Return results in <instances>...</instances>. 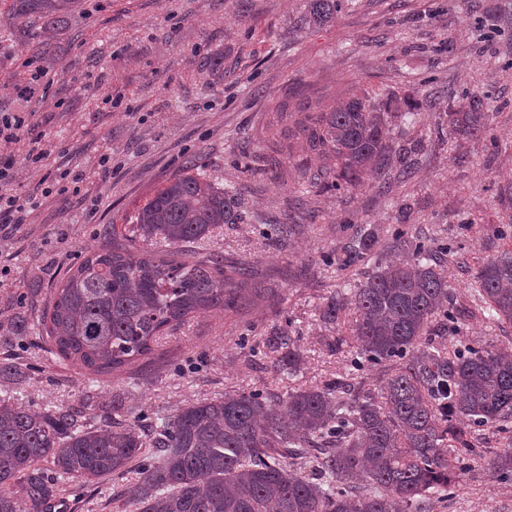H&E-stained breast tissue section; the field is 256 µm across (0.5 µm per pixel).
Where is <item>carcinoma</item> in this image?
Segmentation results:
<instances>
[{"label": "carcinoma", "mask_w": 512, "mask_h": 512, "mask_svg": "<svg viewBox=\"0 0 512 512\" xmlns=\"http://www.w3.org/2000/svg\"><path fill=\"white\" fill-rule=\"evenodd\" d=\"M79 0H15L5 18L30 16L52 26ZM464 112L448 111L437 133L486 132L487 98L468 96ZM400 102L354 94L330 112L308 114L300 128L312 155L298 164L311 188L341 191L369 171L389 169ZM238 192L217 186L192 167L175 175L135 213L133 236L69 268L44 315L47 337L61 358L94 374L152 353L157 337L193 314L231 309L243 299L247 274L185 248L240 218ZM395 241L410 261L376 264L355 283L350 300L359 319L355 371L388 368L381 393L349 376L273 397L254 390L226 393L157 414L145 430L117 419L88 421L60 408L51 415L0 403V512H44L64 483L94 482L133 472L127 489L136 512H433L452 494L476 453L474 435L489 423L506 442L490 461L512 481V353L469 345L453 353L435 345L458 320L441 260L448 245L426 237ZM377 230L358 227L336 249L342 271L362 265ZM480 310L512 324V250L474 276ZM345 297L330 298L322 319L335 323ZM266 347L291 375L301 355L288 325ZM50 460L54 474L40 467ZM305 475L300 476L295 470ZM21 480L23 496L12 490Z\"/></svg>", "instance_id": "cac0c4a2"}]
</instances>
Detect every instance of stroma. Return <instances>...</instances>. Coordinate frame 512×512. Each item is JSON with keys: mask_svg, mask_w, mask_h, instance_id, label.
Segmentation results:
<instances>
[{"mask_svg": "<svg viewBox=\"0 0 512 512\" xmlns=\"http://www.w3.org/2000/svg\"><path fill=\"white\" fill-rule=\"evenodd\" d=\"M53 29L30 18L4 23L0 0V113H28L46 152L43 167L83 175L79 194L42 193L39 174L22 173L20 191L36 197L26 224L0 229V357L19 359L26 379L0 382V399L53 413L81 409L104 420L121 401L126 422L171 414L189 402L268 389L287 395L347 374L358 342L349 309L328 325L320 308L347 293L360 271L325 258L345 228H378L372 259L403 261L390 230L447 242L442 274L459 305L490 258L512 250V0H339L332 19H315L310 0H82ZM392 92L416 124L394 123L396 145L423 143L411 174L364 176L344 192L304 190L296 165L308 146L298 132L306 113L326 112L357 91ZM489 102L480 139L439 138L447 110L466 93ZM111 103H104V96ZM287 113L282 150L267 148L266 125ZM111 154L112 169L98 165ZM252 171L244 173L241 163ZM218 186L236 187L242 218L196 244L201 255L251 272L261 296L234 309L195 314L165 332L147 357L120 372L93 374L53 354L39 334L58 274L128 232L135 211L186 164ZM301 231L280 245L277 225ZM21 318L28 335H9ZM289 325L302 355L294 376L276 372L262 343ZM344 337L341 353L326 343ZM448 349L480 344L512 352V324L482 313L458 320ZM492 427L452 497L434 512H512V482L488 463L499 448ZM130 474L66 485L67 512H132Z\"/></svg>", "mask_w": 512, "mask_h": 512, "instance_id": "obj_1", "label": "stroma"}]
</instances>
